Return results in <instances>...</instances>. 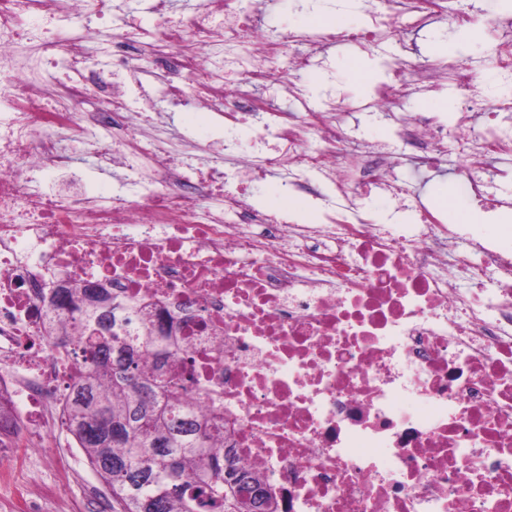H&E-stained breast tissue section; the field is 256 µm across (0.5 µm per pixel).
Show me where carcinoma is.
<instances>
[{
	"mask_svg": "<svg viewBox=\"0 0 512 512\" xmlns=\"http://www.w3.org/2000/svg\"><path fill=\"white\" fill-rule=\"evenodd\" d=\"M52 303L78 312L53 342L82 353L67 422L112 493V512H240L245 491L271 504L263 474L213 451L223 433L180 393L191 360L157 335L150 316L113 303L103 288H61ZM120 310L125 323L137 321L135 335L114 330ZM150 356L157 367L147 371Z\"/></svg>",
	"mask_w": 512,
	"mask_h": 512,
	"instance_id": "carcinoma-1",
	"label": "carcinoma"
}]
</instances>
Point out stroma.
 Here are the masks:
<instances>
[{
    "label": "stroma",
    "mask_w": 512,
    "mask_h": 512,
    "mask_svg": "<svg viewBox=\"0 0 512 512\" xmlns=\"http://www.w3.org/2000/svg\"><path fill=\"white\" fill-rule=\"evenodd\" d=\"M473 3L480 12V19L470 25L456 21L457 0H444L426 27L408 32L402 39L390 37L380 48L325 45L322 52L329 60V69L325 72L294 71L289 55L278 56L272 65L282 77L281 89L273 95L263 89L256 90L254 105L292 111L294 101L288 91L292 85L303 88L317 106L335 94L348 106L347 124L355 137L392 146L397 142L393 125L379 113L366 110L365 105L375 87L389 80V66L399 58L438 63L453 58L470 67L473 81L482 89L485 99L512 92V79L500 74L492 61L500 37L494 21L512 14V0H473ZM365 8L366 0H271L263 24L281 32L299 28L312 33L328 28L356 31L366 19ZM131 84L145 87L152 93L158 107L166 111L165 122L176 134L187 140L210 141L214 152H221L223 148L226 125H234L242 141H249L252 135L249 122L233 120L198 102L167 106L163 78L153 68H140L114 80V88L119 92ZM467 97V90L444 79L437 90L411 94L397 111L403 117L414 112L428 113L452 126L463 112ZM464 165V160L454 155L447 171L421 177L403 156L399 159L397 173L400 180L412 182L417 195L440 214L454 241L477 239L512 252V207L486 215L476 200L461 195L458 179ZM255 203L261 208L288 212L304 224H318L326 217L319 199L305 193L284 195L273 178L260 185ZM411 203L408 197L374 192L363 199L362 206L366 216L377 223L411 224L418 220L410 208ZM69 440V435L59 434L41 449L33 486L39 489L65 480L69 494L65 500L55 502L53 512H88L92 504L109 497L110 491L80 452L74 456V468L69 475H60L57 459Z\"/></svg>",
    "instance_id": "stroma-1"
}]
</instances>
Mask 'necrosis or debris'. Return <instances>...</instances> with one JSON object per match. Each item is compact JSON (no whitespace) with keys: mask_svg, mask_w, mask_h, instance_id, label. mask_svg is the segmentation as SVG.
<instances>
[{"mask_svg":"<svg viewBox=\"0 0 512 512\" xmlns=\"http://www.w3.org/2000/svg\"><path fill=\"white\" fill-rule=\"evenodd\" d=\"M76 2L69 12L0 0V462L68 429L77 359L52 343L71 313L51 296L105 288L187 351L184 401L223 421L225 448L239 469L265 475L276 512H512V254L484 245L474 264L450 250L447 225L367 221V192L410 189L384 151L350 147L335 101L311 122L303 97L297 113L252 105L255 86L273 88L266 62L287 43L309 46L296 69H321L322 45L377 46L397 25L423 28L425 0H370L362 32L285 39L263 28L265 0L247 13L226 0L222 22L201 9L151 34L113 27L117 0ZM73 23L80 36L58 41ZM89 39L113 74L133 49L165 68L171 102L185 99L184 80L205 78L226 115L249 120L248 154L231 127L220 155L157 136L130 155L113 147V130L137 135L143 115L121 95L88 111L107 85ZM61 49L66 78H33ZM245 52L250 79L233 82ZM418 87L437 85L396 64L367 107L394 117ZM397 137L424 173L447 165L454 140L465 191L503 206L490 188L512 162L511 129L480 140L415 114ZM79 153L122 169L123 192L47 190L45 171H71ZM312 171L333 190L325 223L253 206L254 182L309 193ZM228 209L240 223H225Z\"/></svg>","mask_w":512,"mask_h":512,"instance_id":"necrosis-or-debris-1","label":"necrosis or debris"}]
</instances>
